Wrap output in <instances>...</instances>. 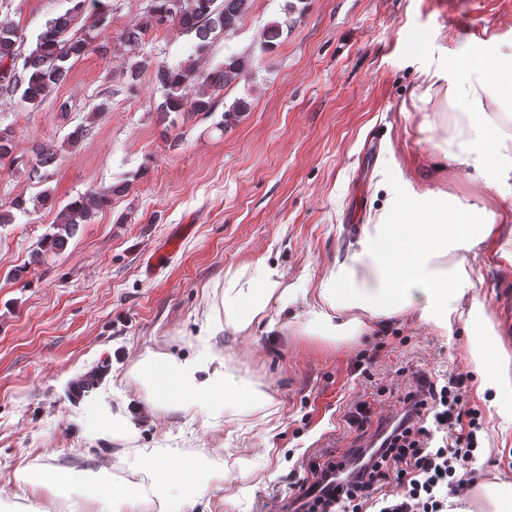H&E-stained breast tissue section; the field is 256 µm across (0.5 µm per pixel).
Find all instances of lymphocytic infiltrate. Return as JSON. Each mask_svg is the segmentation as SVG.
I'll use <instances>...</instances> for the list:
<instances>
[{
    "label": "lymphocytic infiltrate",
    "instance_id": "1",
    "mask_svg": "<svg viewBox=\"0 0 512 512\" xmlns=\"http://www.w3.org/2000/svg\"><path fill=\"white\" fill-rule=\"evenodd\" d=\"M468 377L415 373L402 412L379 447L358 449V467L335 477L332 462L309 464L291 512H448L472 477L481 428L464 397Z\"/></svg>",
    "mask_w": 512,
    "mask_h": 512
}]
</instances>
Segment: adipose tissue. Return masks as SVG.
<instances>
[{"instance_id":"adipose-tissue-1","label":"adipose tissue","mask_w":512,"mask_h":512,"mask_svg":"<svg viewBox=\"0 0 512 512\" xmlns=\"http://www.w3.org/2000/svg\"><path fill=\"white\" fill-rule=\"evenodd\" d=\"M421 103L437 102L446 120L432 125L435 150L453 161L477 189L497 194L512 191V58L495 50L452 59L446 73H426L418 86ZM512 224V207L464 203L442 190H416L404 183L380 210L361 225L355 238L337 253L315 290L303 331L325 339L349 340L381 319L410 313L444 327L448 307L474 330L468 349L477 370L512 390V355L500 349L495 324L478 296L464 298L461 283L471 280V262L479 251L505 252L502 233ZM291 293L285 274L265 262L224 275V295L205 317L203 332L248 336L256 328L282 327L272 309H283ZM219 359L207 352L195 362L147 354L139 363L150 399L168 410L208 402L249 405L255 393L225 371H210ZM154 470L152 495L161 512H186L208 489L204 460Z\"/></svg>"}]
</instances>
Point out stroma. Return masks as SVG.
I'll return each mask as SVG.
<instances>
[{"label":"stroma","mask_w":512,"mask_h":512,"mask_svg":"<svg viewBox=\"0 0 512 512\" xmlns=\"http://www.w3.org/2000/svg\"><path fill=\"white\" fill-rule=\"evenodd\" d=\"M98 16L75 17L71 31L112 42L144 20L152 0H105ZM250 0L239 28L214 34L204 70L237 53L248 58L220 104H250L235 126L217 130L221 112L170 122L152 67L184 60L197 42L176 26L148 28L139 54L151 60L136 82L122 76L125 57L96 52L72 60L66 80L39 107L0 95V129L12 153L0 159V211L16 199L28 213L0 226V512H97L84 481L141 492L136 512H160L147 490L143 456L164 464L205 459L209 489L188 512H288V486L309 458L361 447L368 432L350 427L359 399L373 422L401 406V371L471 373L468 407L481 415V448L468 491V512H484L480 487L512 481L501 463L512 449V392L476 373L467 350L471 328L457 314L447 332L405 316L379 321L348 342L255 330L250 336L200 333L201 314L220 300L227 271L257 262L279 265L295 288H315L338 248L366 223L378 171L391 187L408 179L471 203L476 191L454 166H434L431 107L414 104L417 76L481 48L512 52V0ZM69 0H0V20L18 29L27 56L45 20ZM291 27L271 52L265 25ZM90 126L69 145L67 135ZM52 145L38 164L35 144ZM117 184L108 207L80 225L63 254L33 264L30 255L53 231L72 199ZM48 196L45 206L36 197ZM181 243L153 275L145 264L173 236ZM472 279L512 350V325L501 313L500 287L512 271L498 256L478 255ZM222 352L244 385L268 395L256 409L205 402L169 413L149 402L134 376L149 352L194 360ZM104 374L82 396L72 381ZM62 467L55 489L17 486V470Z\"/></svg>","instance_id":"stroma-1"}]
</instances>
